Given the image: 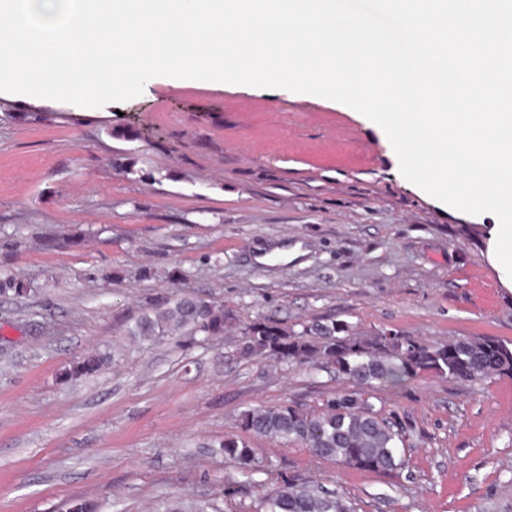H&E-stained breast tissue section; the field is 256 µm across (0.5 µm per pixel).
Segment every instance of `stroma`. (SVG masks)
Listing matches in <instances>:
<instances>
[{
  "label": "stroma",
  "mask_w": 512,
  "mask_h": 512,
  "mask_svg": "<svg viewBox=\"0 0 512 512\" xmlns=\"http://www.w3.org/2000/svg\"><path fill=\"white\" fill-rule=\"evenodd\" d=\"M495 222L407 181L383 130L327 98L167 77L100 108L0 94V271L35 287L0 297V512L73 498L156 512L169 494L264 512L262 486L285 473L356 512H512L510 377L366 391L410 430L393 472L255 438L268 468L228 498L234 470L216 447L244 410H317L346 386L326 367L245 355L239 323L512 341V289L487 255ZM179 291L223 303L236 327L198 343L126 335ZM98 350L107 368L61 379Z\"/></svg>",
  "instance_id": "obj_1"
}]
</instances>
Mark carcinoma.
Instances as JSON below:
<instances>
[{"label": "carcinoma", "mask_w": 512, "mask_h": 512, "mask_svg": "<svg viewBox=\"0 0 512 512\" xmlns=\"http://www.w3.org/2000/svg\"><path fill=\"white\" fill-rule=\"evenodd\" d=\"M34 291L31 283L0 273V297H19ZM235 325L224 304L181 293L149 304L126 327V334L143 341L164 337L224 335ZM288 357L274 354L280 341L267 334L266 321L241 327L246 355L265 356L280 365L326 364L357 385L372 389L397 386L424 373L444 379L475 382L491 376L512 377V348L492 339L428 343L398 331L359 335L344 321H308L283 329ZM111 362L100 351L75 362L68 375H93ZM240 426L249 436L299 443L323 460L369 472L401 469L406 464L408 428L398 420L379 415L374 405L356 390H341L318 411L291 404L257 407L240 414ZM224 460L249 479L265 469L250 442L243 437L219 442ZM265 512H355V505L339 493L327 494L312 481L284 477L263 494ZM157 512H217L206 500L180 496L168 498Z\"/></svg>", "instance_id": "obj_1"}]
</instances>
